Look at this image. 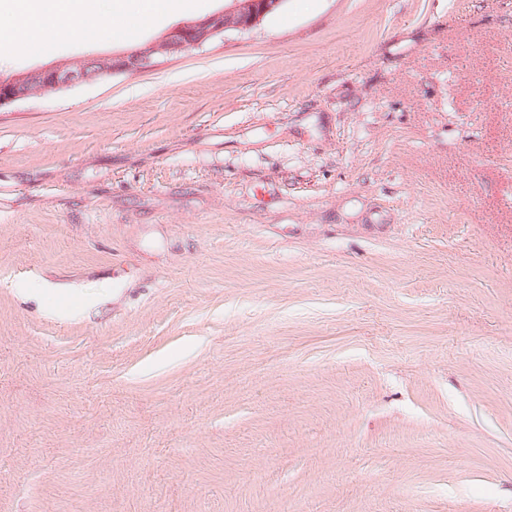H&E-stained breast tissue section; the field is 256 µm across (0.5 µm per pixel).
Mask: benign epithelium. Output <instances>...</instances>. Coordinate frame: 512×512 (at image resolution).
Instances as JSON below:
<instances>
[{
	"label": "benign epithelium",
	"mask_w": 512,
	"mask_h": 512,
	"mask_svg": "<svg viewBox=\"0 0 512 512\" xmlns=\"http://www.w3.org/2000/svg\"><path fill=\"white\" fill-rule=\"evenodd\" d=\"M285 0H232V5L203 19L173 27L166 36L143 47L111 55L90 56L78 64L60 63L0 77V108L36 95H50L87 81L151 67L156 59L201 48L227 31L247 32L282 7Z\"/></svg>",
	"instance_id": "1"
}]
</instances>
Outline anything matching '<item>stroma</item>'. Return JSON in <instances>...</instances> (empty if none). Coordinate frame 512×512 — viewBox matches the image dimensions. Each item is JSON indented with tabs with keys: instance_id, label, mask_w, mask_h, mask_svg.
I'll list each match as a JSON object with an SVG mask.
<instances>
[{
	"instance_id": "1",
	"label": "stroma",
	"mask_w": 512,
	"mask_h": 512,
	"mask_svg": "<svg viewBox=\"0 0 512 512\" xmlns=\"http://www.w3.org/2000/svg\"><path fill=\"white\" fill-rule=\"evenodd\" d=\"M286 500L512 512V0H285L0 109V512Z\"/></svg>"
}]
</instances>
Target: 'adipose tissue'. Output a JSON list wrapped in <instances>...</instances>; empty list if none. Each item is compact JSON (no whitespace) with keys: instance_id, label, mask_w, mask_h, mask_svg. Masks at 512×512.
Returning <instances> with one entry per match:
<instances>
[{"instance_id":"ef3b65f1","label":"adipose tissue","mask_w":512,"mask_h":512,"mask_svg":"<svg viewBox=\"0 0 512 512\" xmlns=\"http://www.w3.org/2000/svg\"><path fill=\"white\" fill-rule=\"evenodd\" d=\"M12 13L21 17L16 26L0 27V47L24 51L35 42L52 44L61 38H90L103 30L112 37L151 24L158 15L172 10L175 0H112L102 12L100 0H9ZM69 20L67 28L56 26L58 18Z\"/></svg>"}]
</instances>
